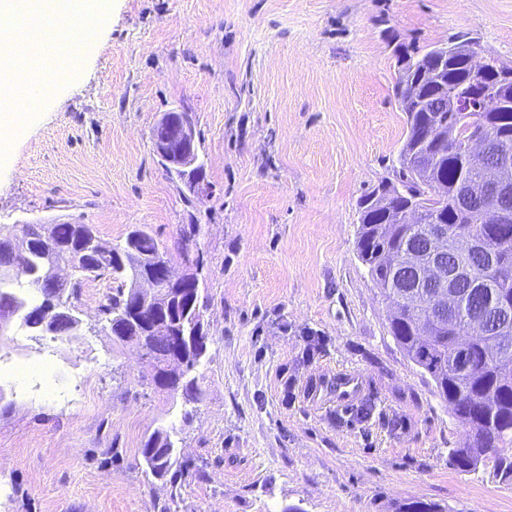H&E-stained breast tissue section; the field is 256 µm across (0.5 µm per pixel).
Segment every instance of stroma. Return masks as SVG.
<instances>
[{"label": "stroma", "instance_id": "obj_1", "mask_svg": "<svg viewBox=\"0 0 512 512\" xmlns=\"http://www.w3.org/2000/svg\"><path fill=\"white\" fill-rule=\"evenodd\" d=\"M460 35L512 65V0H110L95 51L45 80L0 156V233L91 224L112 244L139 225L178 272L198 225L203 397L157 391L106 327L111 281H85L68 336L0 338V512H512V480L449 466L467 431L356 252L358 201L395 180L405 137L397 57ZM172 111L200 140L196 198L154 150ZM162 426L175 485L137 466Z\"/></svg>", "mask_w": 512, "mask_h": 512}]
</instances>
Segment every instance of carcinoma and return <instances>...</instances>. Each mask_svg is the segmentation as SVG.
Segmentation results:
<instances>
[{
  "instance_id": "1",
  "label": "carcinoma",
  "mask_w": 512,
  "mask_h": 512,
  "mask_svg": "<svg viewBox=\"0 0 512 512\" xmlns=\"http://www.w3.org/2000/svg\"><path fill=\"white\" fill-rule=\"evenodd\" d=\"M480 46L473 37L459 36L446 45L434 46L423 54L398 58L394 97L405 115L406 136L398 152V182L383 181L362 197L366 201L400 184L403 197L393 205L407 203L431 207L439 224H448L463 233H475L487 245L507 239L508 248L491 257L492 251L473 250L463 259L449 252L440 263L457 288L456 308L434 315L420 323L416 302L429 303L437 289L417 280L415 272H393L392 261L404 246L423 251L426 225L381 223L382 209L359 211L356 248L359 258L389 303V332L396 344L415 365L435 383L438 394L452 407L453 415L468 430L470 443L452 448L448 463L459 472L470 473L488 459L494 472L512 476V220L498 224L487 218L485 201L469 195L473 184L483 178L481 171L466 169L455 148L458 136L482 131L499 140L512 141V95L507 105L495 112H448L439 103L452 93L471 86L469 49ZM436 138L428 145L429 155L421 159L420 144L429 130ZM82 224L52 225V239L44 241L38 225H33L23 256L26 280L11 275L18 257L0 251V309L21 307L16 323L39 336H65L71 325L61 323L53 330L40 324L53 315L60 302H70L84 281L106 277L112 280V295L103 306L107 327L122 321L134 300L132 285L143 272L141 258L169 259L152 234L143 230L134 246L124 239L102 252L87 247ZM74 266L72 281L61 289H50L40 282L50 263ZM485 323L488 335L473 336L466 352L456 347L467 321ZM143 344L153 355L173 352L176 343L157 345L149 336H116L121 346ZM183 380L172 389L188 401L198 402L203 395L197 375L203 357L188 353ZM488 448L498 452L490 455ZM142 472L157 479L169 478L172 484L181 476L175 443L165 427L156 429L139 448Z\"/></svg>"
}]
</instances>
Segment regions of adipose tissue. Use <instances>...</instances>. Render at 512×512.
Here are the masks:
<instances>
[{"label": "adipose tissue", "instance_id": "1", "mask_svg": "<svg viewBox=\"0 0 512 512\" xmlns=\"http://www.w3.org/2000/svg\"><path fill=\"white\" fill-rule=\"evenodd\" d=\"M108 0H0V15L15 18V25L0 29V146L10 144L20 123L15 100L26 90L37 67L29 57L35 40L53 33L62 51L71 42L82 45L70 69H78L84 49L96 41Z\"/></svg>", "mask_w": 512, "mask_h": 512}]
</instances>
